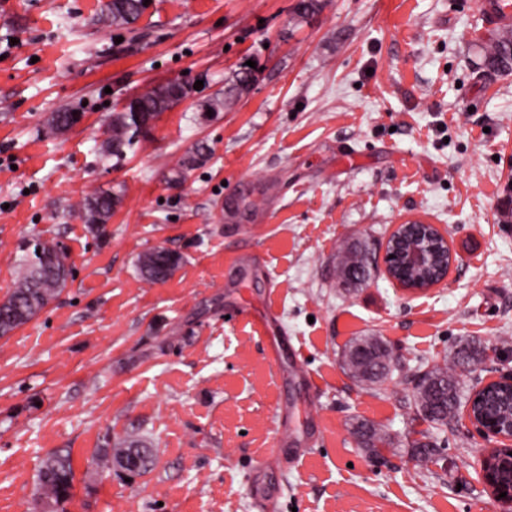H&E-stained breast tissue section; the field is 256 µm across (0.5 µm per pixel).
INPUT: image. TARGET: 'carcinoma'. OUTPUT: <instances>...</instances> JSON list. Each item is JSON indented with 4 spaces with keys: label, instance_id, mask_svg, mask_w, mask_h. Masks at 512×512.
Wrapping results in <instances>:
<instances>
[{
    "label": "carcinoma",
    "instance_id": "obj_1",
    "mask_svg": "<svg viewBox=\"0 0 512 512\" xmlns=\"http://www.w3.org/2000/svg\"><path fill=\"white\" fill-rule=\"evenodd\" d=\"M144 0H111L105 6V21L117 28L134 24L145 11ZM484 66L489 71H512V35L504 34L494 40L485 53ZM251 84V74L240 72L232 85L224 91V98L213 99L203 105V111L221 112L234 98L240 96ZM190 93L177 81L154 86L129 99L122 110L112 113L110 136L104 144L106 153L120 158L131 147L137 136L148 130L151 123L163 112L172 108ZM80 120V114L69 109L51 113L47 120L48 131L66 130ZM206 157V147L199 146L173 169L170 182L178 183L184 171ZM119 191H96L86 195L79 203L84 223L99 229L111 218L121 204ZM369 251L359 245H347L339 251L338 278L346 280L351 262L363 257L365 268H370ZM181 264V256L160 248L149 250L138 257V268L143 278L151 283L164 282ZM69 274L67 255L57 245L36 241L22 257L20 276L10 294L0 301V337L36 317L62 290ZM344 370L358 383L368 387L383 385L399 370V362L391 345L379 336H359L346 348ZM485 348L476 341H462L453 350L449 362L434 365L414 375L413 400L416 414L423 421L439 428L448 425L459 409L468 404L473 412L489 424H497L508 417L502 399L508 389L492 386L482 392L480 399L463 390L461 378L479 364ZM356 442H361L370 452L389 444L387 433L366 421L351 425ZM438 438L424 434L408 443L412 459L427 463L439 452ZM141 456L136 470L140 475L155 464V455L141 440H127L119 448H103L97 460L110 469L118 459L131 453ZM74 470L71 452L67 449L52 451L43 460L38 475V494L46 503L57 505L71 495Z\"/></svg>",
    "mask_w": 512,
    "mask_h": 512
}]
</instances>
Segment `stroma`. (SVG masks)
<instances>
[{
	"label": "stroma",
	"instance_id": "1",
	"mask_svg": "<svg viewBox=\"0 0 512 512\" xmlns=\"http://www.w3.org/2000/svg\"><path fill=\"white\" fill-rule=\"evenodd\" d=\"M296 2L149 0L118 30L102 0H0V299L30 240L59 244L70 268L0 338V512H40L38 469L58 448L75 472L65 512H512L479 475L491 443L464 415L439 429L433 461L408 453L428 428L412 405L420 365L475 339L486 354L466 386L512 369V72L483 66L498 33L474 0H322L305 19ZM246 69L248 91L203 112ZM173 80L190 99L104 157L110 115ZM65 107L81 121L47 134ZM201 144L205 160L170 185ZM96 190L122 193L98 231L78 208ZM242 194L256 210L230 215ZM413 219L447 230V282L411 293L378 268L347 294L338 248L381 254ZM158 246L182 261L150 283L137 257ZM245 306L275 308L272 337L237 319ZM368 333L400 362L373 389L339 361ZM357 420L390 445L360 448ZM130 437L151 442L150 471L93 463Z\"/></svg>",
	"mask_w": 512,
	"mask_h": 512
}]
</instances>
